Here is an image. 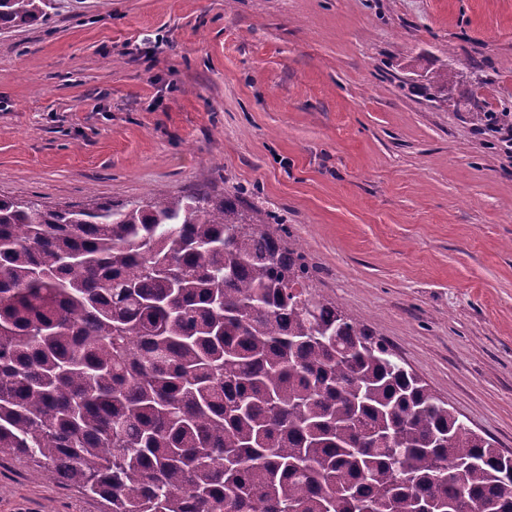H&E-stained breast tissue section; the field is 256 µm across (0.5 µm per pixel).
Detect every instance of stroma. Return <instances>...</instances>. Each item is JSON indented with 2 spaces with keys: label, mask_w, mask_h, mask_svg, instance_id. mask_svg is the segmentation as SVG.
I'll return each instance as SVG.
<instances>
[{
  "label": "stroma",
  "mask_w": 512,
  "mask_h": 512,
  "mask_svg": "<svg viewBox=\"0 0 512 512\" xmlns=\"http://www.w3.org/2000/svg\"><path fill=\"white\" fill-rule=\"evenodd\" d=\"M0 30V197L237 187L314 285L512 453V0H54ZM453 67L448 105L427 100ZM0 454V512H105ZM457 72L453 68L446 67L440 71L432 73L426 80L424 87L425 95L428 101L443 103L448 101V88L457 77Z\"/></svg>",
  "instance_id": "stroma-1"
}]
</instances>
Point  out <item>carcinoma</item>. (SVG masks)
<instances>
[{
	"label": "carcinoma",
	"instance_id": "cac0c4a2",
	"mask_svg": "<svg viewBox=\"0 0 512 512\" xmlns=\"http://www.w3.org/2000/svg\"><path fill=\"white\" fill-rule=\"evenodd\" d=\"M52 9L0 0V28ZM282 224L234 189L0 198V454L107 512H512V454L320 295Z\"/></svg>",
	"mask_w": 512,
	"mask_h": 512
}]
</instances>
